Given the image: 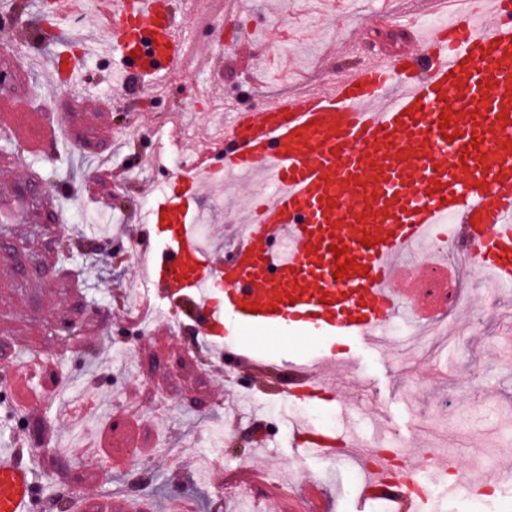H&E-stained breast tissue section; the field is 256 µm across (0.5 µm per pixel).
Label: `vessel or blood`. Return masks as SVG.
<instances>
[{"instance_id": "obj_1", "label": "vessel or blood", "mask_w": 512, "mask_h": 512, "mask_svg": "<svg viewBox=\"0 0 512 512\" xmlns=\"http://www.w3.org/2000/svg\"><path fill=\"white\" fill-rule=\"evenodd\" d=\"M451 13L404 55L343 67L327 88L259 112L236 108L223 144L208 146L205 164L177 176L149 209L137 247L143 290L182 299L205 343L239 369L272 370L259 332L368 348L383 345L394 318L439 317L443 303L425 298L421 284L437 269L455 281L456 266L438 259L463 247L483 277L512 287V0H466ZM175 16V0H112L97 26L103 45L127 60V76L158 75L183 53ZM49 68L81 92L85 81L64 56ZM66 134L41 110L0 99V136L26 151ZM240 172L262 174L273 191L252 200L235 244L218 258L196 235L193 214L207 186ZM336 247L345 257L333 255ZM345 259L349 271L335 276ZM229 322L241 340L225 339ZM338 364L359 359L340 349L290 362L297 383L288 400L333 402ZM293 435L311 458L367 446L346 429L301 424ZM393 471L391 456L373 457L365 504L397 512L430 503L428 480L396 483ZM36 494L32 462L21 449L0 448V512H33Z\"/></svg>"}]
</instances>
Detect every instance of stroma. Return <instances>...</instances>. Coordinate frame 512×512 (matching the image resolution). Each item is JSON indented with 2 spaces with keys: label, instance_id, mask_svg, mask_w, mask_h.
I'll use <instances>...</instances> for the list:
<instances>
[{
  "label": "stroma",
  "instance_id": "35a3bbf8",
  "mask_svg": "<svg viewBox=\"0 0 512 512\" xmlns=\"http://www.w3.org/2000/svg\"><path fill=\"white\" fill-rule=\"evenodd\" d=\"M23 2L20 16L0 17V71L10 75L0 96L22 109L46 106L74 135L37 156L0 137V385L11 386L12 365L38 357L27 407L0 399V448L38 450L34 512H62L74 492L80 512H111L116 500L126 512H168L175 495L193 512H281L280 480L300 501L307 484H318L325 512H360L348 470L301 458L279 419L287 361L320 352L321 342L282 347L277 377L250 381L198 350L196 323L181 302L162 308L183 335L124 321L140 267L132 245L109 244L105 256L100 247L103 235L144 222L149 185L175 179V165L152 162L151 132L197 89H223L261 111L276 91L310 89L317 74L350 64L349 44L359 43L366 58L380 50L386 17L412 11L422 26L436 25L431 0H224L223 24L195 32L188 67L164 92L144 84L137 96L125 95L116 84L122 59L102 52L80 62L90 92L78 100L44 64L72 54L67 28L31 44L29 34L42 26L38 0ZM106 155L132 165L117 194L96 179ZM226 201L217 185L199 206L216 245L237 232ZM460 277L469 314L454 334L434 329L403 361L389 350L359 349L357 375L342 380L358 436L379 445L392 433L401 448L418 439L447 450L460 458V480L477 483L494 463L512 461V348L499 341L512 330V288L492 289L467 264ZM64 322L76 323L78 335L61 332ZM70 378L97 406L82 423L59 395ZM218 427L224 462L204 476L201 453ZM84 439L90 451L73 455L70 444Z\"/></svg>",
  "mask_w": 512,
  "mask_h": 512
}]
</instances>
